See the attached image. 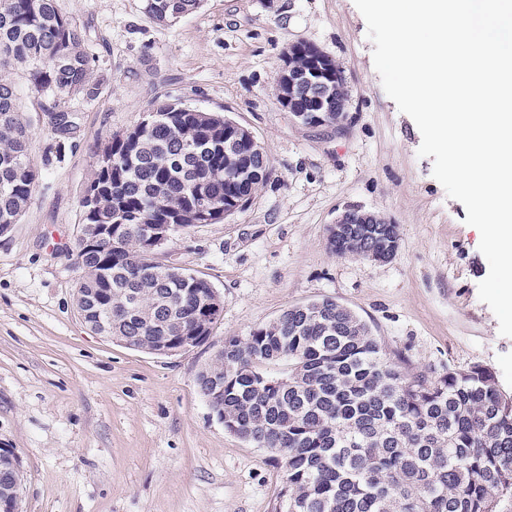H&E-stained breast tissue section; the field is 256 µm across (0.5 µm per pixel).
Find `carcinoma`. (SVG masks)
<instances>
[{
  "label": "carcinoma",
  "mask_w": 512,
  "mask_h": 512,
  "mask_svg": "<svg viewBox=\"0 0 512 512\" xmlns=\"http://www.w3.org/2000/svg\"><path fill=\"white\" fill-rule=\"evenodd\" d=\"M202 0H144V12L168 23ZM31 67L38 88L81 93L88 58L80 27L56 0H0V69ZM333 84V111L347 98L336 64L306 44L290 64H315ZM320 86L296 88L308 107ZM31 125L15 89L0 80V226L19 223L38 171L28 146ZM111 165L99 168L82 200L76 264L83 270L77 302L94 295V319L112 317V334L151 345L206 324L222 303L205 279L158 263L147 238L155 224L172 233L207 198L216 213L245 209L270 176L266 154L241 139H224V117L180 101L157 107L109 145ZM395 224L330 228L340 255H390ZM224 372V429L278 453L287 477L275 512H498L512 498V395L495 373L474 363L429 377L408 375L351 309L324 298L284 310L245 339L224 342V357L196 381L209 395L207 373Z\"/></svg>",
  "instance_id": "1"
}]
</instances>
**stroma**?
<instances>
[{
	"instance_id": "1",
	"label": "stroma",
	"mask_w": 512,
	"mask_h": 512,
	"mask_svg": "<svg viewBox=\"0 0 512 512\" xmlns=\"http://www.w3.org/2000/svg\"><path fill=\"white\" fill-rule=\"evenodd\" d=\"M56 5L83 30L90 93L39 94L28 66L0 70L31 122L39 172L19 224L0 235V446L21 460L20 512H274L283 459L212 418L196 377L226 339L322 298L354 311L409 373L480 363L512 392V337L478 295L480 234L418 156L420 131L385 93L354 0H203L168 25L142 0ZM298 44L344 75L341 131L278 104L283 56ZM167 99L245 126L271 168L245 210L159 250L223 304L207 341L175 356L96 336L75 308L81 201L102 151ZM51 111L74 117L66 142ZM352 208L397 225L390 260L331 249V225Z\"/></svg>"
}]
</instances>
